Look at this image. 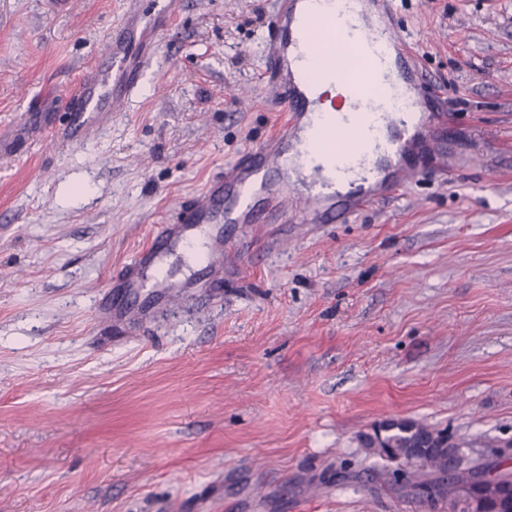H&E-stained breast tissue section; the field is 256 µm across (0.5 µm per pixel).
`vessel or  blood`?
Returning a JSON list of instances; mask_svg holds the SVG:
<instances>
[{
	"instance_id": "b4317fda",
	"label": "vessel or blood",
	"mask_w": 512,
	"mask_h": 512,
	"mask_svg": "<svg viewBox=\"0 0 512 512\" xmlns=\"http://www.w3.org/2000/svg\"><path fill=\"white\" fill-rule=\"evenodd\" d=\"M177 13L178 0H126L122 18L102 47L105 65L89 69L80 81L64 128L69 141H78L107 113L125 107L145 60L155 51L153 41L135 37L134 27L165 32ZM266 29V74L289 114L286 127L220 169L198 197L180 206L170 226L154 234L123 266L112 294L113 320L129 319V295L173 288V280L150 279L146 272L159 267L167 254L197 234L209 239L211 266H223L229 255L224 246L225 225L251 223L258 197L267 198L280 223H287L288 193L271 185L268 173L272 167L286 166L315 151L327 154L335 180H328L319 165L306 175L311 190L308 200L314 207L349 194L357 203H367L373 198L369 184L377 182L386 169L401 177L411 174V162L425 147L427 127L438 114L418 91L415 58L404 51L387 8H375L374 0H276ZM323 42L349 48L359 69L346 73L335 56H322L319 45ZM321 60L346 87L338 108L345 123L336 144L304 141L298 136L303 126L314 124L324 114L309 95L317 75L315 65ZM370 115L390 128L396 127L398 118H406L409 129L394 146L381 152L370 150L366 124Z\"/></svg>"
}]
</instances>
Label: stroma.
<instances>
[{
    "label": "stroma",
    "mask_w": 512,
    "mask_h": 512,
    "mask_svg": "<svg viewBox=\"0 0 512 512\" xmlns=\"http://www.w3.org/2000/svg\"><path fill=\"white\" fill-rule=\"evenodd\" d=\"M125 0H0V512H448L360 442L512 439V0H390L448 173L331 224H228L220 275L123 333L122 265L282 129L274 0H184L124 111L60 123ZM386 428L387 425H384L383 429L381 426L374 429L373 433L368 435L373 440L372 448L371 445H366L365 447L383 458L384 454L386 456H390L392 454H411L414 452L412 445L415 438L421 435L441 436L440 433H442V431L430 429L428 426L420 422L400 420L399 423H395L394 420H391L388 423V429L392 428V430L385 435L387 447L382 448Z\"/></svg>",
    "instance_id": "obj_1"
}]
</instances>
